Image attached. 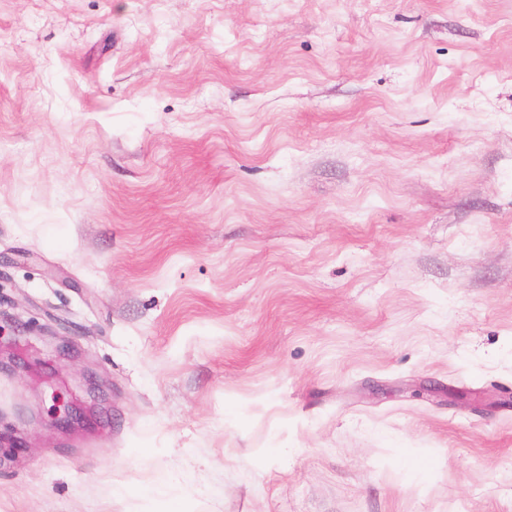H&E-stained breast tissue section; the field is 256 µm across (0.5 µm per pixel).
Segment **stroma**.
<instances>
[{
    "label": "stroma",
    "mask_w": 512,
    "mask_h": 512,
    "mask_svg": "<svg viewBox=\"0 0 512 512\" xmlns=\"http://www.w3.org/2000/svg\"><path fill=\"white\" fill-rule=\"evenodd\" d=\"M0 512H512V0H0Z\"/></svg>",
    "instance_id": "stroma-1"
}]
</instances>
